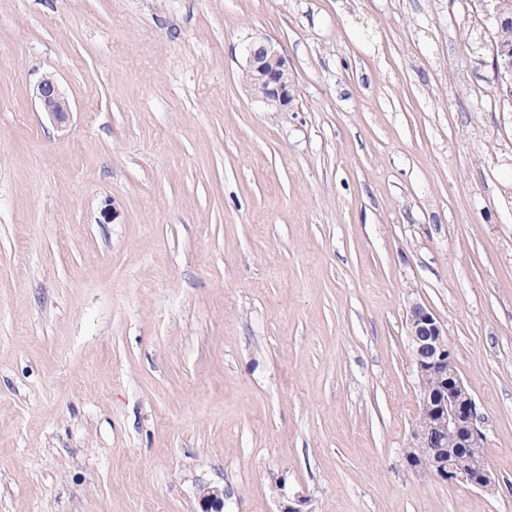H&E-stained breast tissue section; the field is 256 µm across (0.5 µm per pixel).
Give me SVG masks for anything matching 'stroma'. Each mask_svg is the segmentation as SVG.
<instances>
[{
	"label": "stroma",
	"instance_id": "35a3bbf8",
	"mask_svg": "<svg viewBox=\"0 0 512 512\" xmlns=\"http://www.w3.org/2000/svg\"><path fill=\"white\" fill-rule=\"evenodd\" d=\"M448 0H0V512H512V120ZM270 40L297 93L252 99ZM52 73L66 130L33 91ZM431 308L495 493L409 467ZM251 95L273 112L288 111L296 96L294 76L287 60L267 39L251 41L246 47L242 69ZM201 512H224V490L217 486L203 485L199 488Z\"/></svg>",
	"mask_w": 512,
	"mask_h": 512
}]
</instances>
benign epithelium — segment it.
<instances>
[{
    "label": "benign epithelium",
    "mask_w": 512,
    "mask_h": 512,
    "mask_svg": "<svg viewBox=\"0 0 512 512\" xmlns=\"http://www.w3.org/2000/svg\"><path fill=\"white\" fill-rule=\"evenodd\" d=\"M474 22L481 27L480 40L487 45L491 34L486 21L493 19L497 29L512 24V15L501 8L492 14L487 0L471 3ZM491 67L500 100L512 104V48L499 44L492 47ZM245 85L251 95L274 112H286L296 96L294 76L287 60L267 39L251 41L246 47L243 67ZM40 111L62 130L72 114L71 102L53 74H46L35 87ZM409 350L415 379V416L412 430L413 449L421 460L419 469L457 486L492 492L497 487V475L486 466L472 461L481 455L485 439L481 429V414L468 385L459 375L454 354L448 346L443 321L425 304L414 301L408 312ZM441 388L435 396L429 391V381ZM455 435L472 449V460L458 457L441 440ZM201 512H224V490L217 486L199 488Z\"/></svg>",
    "instance_id": "7a95c632"
}]
</instances>
